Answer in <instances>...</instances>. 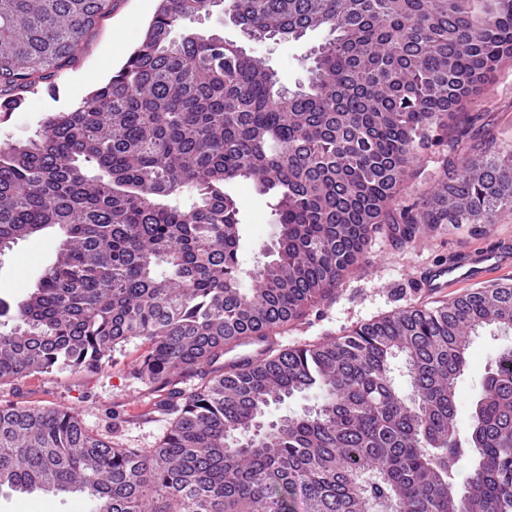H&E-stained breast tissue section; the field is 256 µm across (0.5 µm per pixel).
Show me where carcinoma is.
<instances>
[{
  "instance_id": "obj_1",
  "label": "carcinoma",
  "mask_w": 512,
  "mask_h": 512,
  "mask_svg": "<svg viewBox=\"0 0 512 512\" xmlns=\"http://www.w3.org/2000/svg\"><path fill=\"white\" fill-rule=\"evenodd\" d=\"M208 0H161L123 67L84 105L0 147V253L59 229L22 300L0 298V382L93 370L131 339L169 388L158 447L121 448L56 408L0 406V487L83 492L95 512H512V347L466 426L471 336L512 331V283L409 306L340 337L268 349L224 374V347L332 297L383 224H494L512 213V145L463 103L512 61V0H222L243 35L324 30L307 85L216 31L174 28ZM112 0H0V92L50 78ZM444 161L396 207L429 147ZM271 199L275 240L239 258L230 185ZM402 357L410 392L396 384ZM182 376L198 383L187 392ZM315 390L313 411L265 422ZM463 481H458V477ZM303 510H298V496Z\"/></svg>"
}]
</instances>
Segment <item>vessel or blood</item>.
<instances>
[{
  "mask_svg": "<svg viewBox=\"0 0 512 512\" xmlns=\"http://www.w3.org/2000/svg\"><path fill=\"white\" fill-rule=\"evenodd\" d=\"M512 271V244L505 242L494 248L455 253L445 263L423 265L416 271L420 292L425 296H444L453 288L485 282ZM275 339L254 336L246 343L226 351L224 366L237 371L265 358Z\"/></svg>",
  "mask_w": 512,
  "mask_h": 512,
  "instance_id": "vessel-or-blood-1",
  "label": "vessel or blood"
}]
</instances>
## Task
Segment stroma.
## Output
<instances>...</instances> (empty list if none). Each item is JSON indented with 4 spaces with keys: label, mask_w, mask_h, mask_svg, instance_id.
Segmentation results:
<instances>
[{
    "label": "stroma",
    "mask_w": 512,
    "mask_h": 512,
    "mask_svg": "<svg viewBox=\"0 0 512 512\" xmlns=\"http://www.w3.org/2000/svg\"><path fill=\"white\" fill-rule=\"evenodd\" d=\"M159 6V0H114L112 11L89 33L78 57L55 76L23 92L12 111H0V144L26 140L54 112H68L85 102L100 84L124 64L138 45ZM217 30L226 39L244 43L248 53L276 69L287 87L306 81L311 48L323 42V31L308 32L296 42L245 41L240 30L225 21L219 10L201 11L182 22L173 33ZM498 140H512V64H506L483 87L470 107ZM240 205L243 232L240 258L252 266L258 247L271 240L270 202L246 183L233 186ZM512 240V214L491 226L438 224L412 238L386 232L375 234L363 258L333 300L288 326L280 333L283 347L340 336L352 327L401 307L421 303L414 278L417 266L442 262L457 251L480 249L498 240ZM56 229L18 241L0 254V298L23 299L54 256ZM512 346V331L480 330L470 345L469 365L459 378L458 421L467 423L473 402L495 353ZM148 350L134 339L113 352L110 360L93 371L55 370L0 383V406L18 405L75 411L84 426L124 448L156 447L169 426L164 408L166 388L148 384L135 369ZM0 512H93L90 498L79 493H21L0 488Z\"/></svg>",
    "instance_id": "stroma-1"
}]
</instances>
